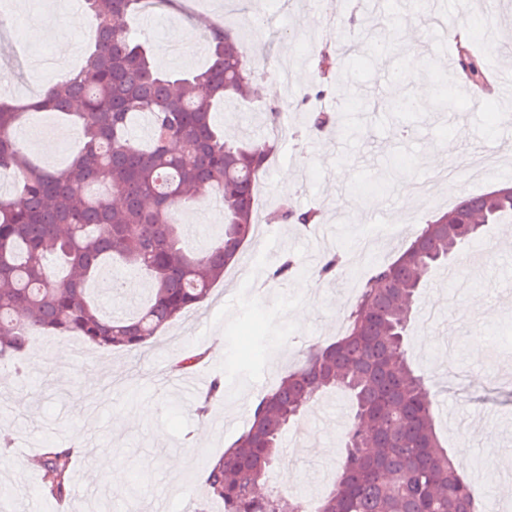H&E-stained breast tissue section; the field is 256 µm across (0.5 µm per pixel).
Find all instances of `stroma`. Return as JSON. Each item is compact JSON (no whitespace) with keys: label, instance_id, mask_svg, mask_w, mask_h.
Listing matches in <instances>:
<instances>
[{"label":"stroma","instance_id":"35a3bbf8","mask_svg":"<svg viewBox=\"0 0 512 512\" xmlns=\"http://www.w3.org/2000/svg\"><path fill=\"white\" fill-rule=\"evenodd\" d=\"M29 0H13L16 40H0V98L15 96L16 82L29 76L24 51L35 24L50 30L36 45L50 58L82 67L94 39L91 22L70 28L65 15L28 13ZM363 23L354 31L359 48L346 56L351 80L321 86L316 57L335 47L351 11ZM250 0H179L169 9H151L135 21L155 47L160 67L196 70L205 66V34L221 20L243 38L244 54L264 82L252 99L234 104L224 120L231 138H268L264 111L281 103V79H289L292 106H283L281 123L289 137L279 139L260 181V230L244 246L236 267L229 269L198 308L158 333L153 347L134 354L104 349L79 337H38L32 347L56 354L54 365L29 361L26 377L11 365H0V485L9 493L0 512H188L207 493L198 479L204 459L220 456L244 429L250 408L289 370L310 346L336 340L345 331L344 315L374 268L397 258L420 224L446 212L464 196L500 186L496 176L462 167V159L480 152L512 151V123L490 86L474 88L472 101L455 100L452 109L429 108V82L422 70L446 73L447 46L437 42L429 23L427 0H263L264 26L253 31ZM480 19L477 44L488 67L512 66V18L503 17L486 0H463L461 24ZM417 28L415 44L401 42L399 32ZM391 46L376 57L369 48L379 39ZM323 88L329 108L351 104L355 134L324 131L294 139L303 129L308 106L302 100ZM410 97L419 107L399 115L391 101ZM294 188L283 193V173ZM384 182V190L370 186ZM322 210L318 231L267 222L269 213ZM487 248L482 261L462 254L465 287L455 290L439 280H425L420 304L437 303L447 313L438 337L414 330L409 354L413 368L424 374L435 393L436 432L454 458L463 462L488 502L512 506V234L505 224H489L482 235ZM341 265L334 276L318 278L315 267L326 253ZM296 266L287 279L270 280L284 256ZM267 310L251 362L238 356L242 339L252 335L249 307ZM204 353L202 388L221 381L224 395L206 420L185 403L177 384L182 376L171 363L192 352ZM316 411L302 422L313 447H297V428L287 429L273 471L284 491L315 493L327 486L322 476L334 473L342 457V438L350 403L340 392L320 395ZM206 438H199V431ZM83 448L72 457V482L60 500L40 492V457L44 448H63L74 440ZM498 471L488 485L484 476ZM120 473L126 493H107L111 472Z\"/></svg>","mask_w":512,"mask_h":512}]
</instances>
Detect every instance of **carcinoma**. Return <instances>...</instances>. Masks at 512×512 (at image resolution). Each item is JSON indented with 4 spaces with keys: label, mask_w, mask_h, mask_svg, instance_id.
I'll list each match as a JSON object with an SVG mask.
<instances>
[{
    "label": "carcinoma",
    "mask_w": 512,
    "mask_h": 512,
    "mask_svg": "<svg viewBox=\"0 0 512 512\" xmlns=\"http://www.w3.org/2000/svg\"><path fill=\"white\" fill-rule=\"evenodd\" d=\"M150 4L83 0L97 31L84 67L47 82L25 105L0 100V171L14 172L21 184L18 198L0 197V363L21 358L44 333L145 349L208 298L254 233L256 187L274 144L224 139L213 103L245 100L260 73L247 67L236 31L213 25L207 68H159L150 44L128 25ZM346 52L320 55L321 73L337 74ZM457 53L465 78L483 83L487 72L471 36L457 39ZM429 83L432 106L447 110L448 79L431 72ZM46 111L78 124L82 146L63 170L41 167L14 134L24 115ZM140 115L150 119L144 142L131 134ZM328 127L356 133L348 112L309 113L308 132ZM204 194L223 201L224 223L208 247L190 253L178 216ZM461 202L459 223L427 222L394 261L376 268L347 312L345 334L312 346L258 399L224 453L203 464L200 477L222 512H485L463 464L440 443L431 388L407 358L423 278L449 250L480 236L475 225L512 217V198L484 192ZM107 259L148 284L147 300L130 317L103 313L88 295L87 283ZM336 388L354 403L336 478L317 497L291 493L285 500L267 485L281 434L319 393ZM70 462V453L44 449V495L64 497Z\"/></svg>",
    "instance_id": "cac0c4a2"
}]
</instances>
